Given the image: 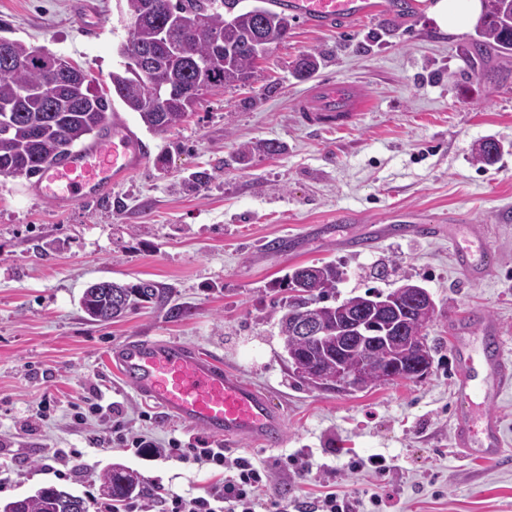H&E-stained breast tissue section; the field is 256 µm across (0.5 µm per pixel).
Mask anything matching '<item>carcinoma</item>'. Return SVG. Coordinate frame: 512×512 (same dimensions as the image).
<instances>
[{
	"label": "carcinoma",
	"mask_w": 512,
	"mask_h": 512,
	"mask_svg": "<svg viewBox=\"0 0 512 512\" xmlns=\"http://www.w3.org/2000/svg\"><path fill=\"white\" fill-rule=\"evenodd\" d=\"M145 0H125V13L130 20L128 43L123 54H134L140 47L156 52L154 71L130 69L109 74L112 93L151 131L164 133L183 122L187 111L180 95L194 90L200 97L210 83L223 87L247 81L257 61L254 42L262 37L266 45L288 37L293 17L264 6H253L230 17L224 16V0H161L163 7L154 14L144 13ZM486 20L476 31L477 38L462 52V60L471 69L494 56L499 63L498 80L512 76V0H484ZM176 31L192 41L194 62L205 64L197 69L178 55H171L159 46L160 35ZM41 51L25 43L10 41L8 52L0 54V123L7 124V134H0V174L32 178L52 164L64 161L78 146H85L112 125V103L108 94L92 87V77L81 69L76 75L50 87L47 69L42 64ZM316 55L302 56L295 64V74L309 77L318 68ZM276 155L281 145L258 141L239 148V159L253 153ZM501 152L498 143L481 142L474 152L478 163L492 165ZM317 275L299 288L302 268L288 275L287 312H302L306 306L322 309L321 322L336 327V306L323 305L329 294L328 286L336 282L338 267L333 262L314 266ZM168 299V290L152 281L125 284L112 281L110 288L85 289L81 306L90 320L108 322L110 317H123L143 304L161 303ZM381 320L422 335V342L412 348L397 343L386 349L392 364L410 369V363L431 354L427 329L429 319L411 313L401 316L387 314ZM286 353L299 358L309 357L324 381L307 378L301 381L323 390H334L336 384L327 379L336 374V336L318 342L283 335ZM112 489L110 499L123 500L142 493L136 474L120 464H114L101 478V491ZM15 512H88L84 498L56 486L39 489L21 499Z\"/></svg>",
	"instance_id": "1"
}]
</instances>
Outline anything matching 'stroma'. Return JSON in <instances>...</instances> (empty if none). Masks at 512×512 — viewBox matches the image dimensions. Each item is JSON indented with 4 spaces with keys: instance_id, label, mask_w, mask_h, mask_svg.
Listing matches in <instances>:
<instances>
[{
    "instance_id": "stroma-1",
    "label": "stroma",
    "mask_w": 512,
    "mask_h": 512,
    "mask_svg": "<svg viewBox=\"0 0 512 512\" xmlns=\"http://www.w3.org/2000/svg\"><path fill=\"white\" fill-rule=\"evenodd\" d=\"M367 19L325 28L294 20L244 84L205 93L185 120L149 131L120 100L118 123L148 142L136 174L111 199L58 207L31 195V180L0 175V501L55 485L103 512L100 478L115 463L136 471L144 489L200 496L217 482L209 466L164 453L170 438L201 434L176 422L107 366L106 355L132 336L175 340L216 354L229 370L268 393L285 419L281 446L240 440L245 456L274 475L271 497L313 499L341 491L354 512H512V391L496 406L507 456L487 464L459 458L452 334L465 321L495 322L512 359V80L498 86L497 59L465 69L461 50L474 27L444 34L427 15L431 0L400 11L369 0ZM0 0V37L47 49L108 89L128 38L122 0ZM321 57L311 78L293 72L304 53ZM349 80L371 98L352 126L302 123L299 95L322 80ZM486 137L504 147L493 165L472 158ZM279 142L276 155L240 161L241 145ZM197 192L178 185L194 172ZM350 211L354 222L337 221ZM404 221L433 224L435 236L386 237ZM489 254L488 280L465 282L456 247ZM333 261L343 279L336 304L369 290L389 292L402 278L423 284L437 306L428 328L432 365L420 380L323 391L300 382L283 350L275 312L298 266ZM153 280L167 303L96 323L80 307L90 283ZM185 307L174 319L170 306ZM55 404L35 413L44 397ZM103 397L112 420L152 439L158 456L99 450V422L80 424L72 405ZM385 457L388 471H356L353 461ZM382 503L373 506L372 494Z\"/></svg>"
}]
</instances>
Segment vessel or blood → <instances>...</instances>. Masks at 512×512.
Listing matches in <instances>:
<instances>
[{
	"label": "vessel or blood",
	"instance_id": "b4317fda",
	"mask_svg": "<svg viewBox=\"0 0 512 512\" xmlns=\"http://www.w3.org/2000/svg\"><path fill=\"white\" fill-rule=\"evenodd\" d=\"M292 16L323 27L336 21H360L370 8L366 0H276ZM297 110L307 125L342 128L355 122L372 103L350 82L323 83L298 99ZM147 149L121 124L67 160L44 169L33 187L37 197L59 204L99 200L111 194L119 177L139 170ZM460 271L470 281L486 279L488 266L457 249ZM481 337L453 338L457 356L455 397L460 405L453 424V445L460 454L488 462L504 452L501 423L494 406L512 386V360L503 352L495 326L485 323ZM124 380L144 400L167 415L227 442L241 438L276 447L283 439L284 421L270 396L240 376L225 370L209 351L177 342L134 337L109 354ZM481 371H474V361ZM480 411H473L472 400Z\"/></svg>",
	"mask_w": 512,
	"mask_h": 512
}]
</instances>
